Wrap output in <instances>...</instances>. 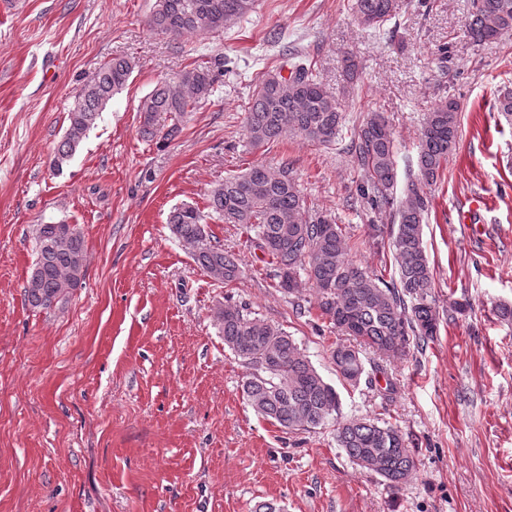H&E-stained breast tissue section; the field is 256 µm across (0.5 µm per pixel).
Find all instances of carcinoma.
Here are the masks:
<instances>
[{"label": "carcinoma", "instance_id": "cac0c4a2", "mask_svg": "<svg viewBox=\"0 0 512 512\" xmlns=\"http://www.w3.org/2000/svg\"><path fill=\"white\" fill-rule=\"evenodd\" d=\"M257 0H155L147 24L169 36L221 31L256 11ZM404 0H350L349 9L365 29L379 30L399 17ZM465 33L475 45L512 33V0H472ZM128 56L101 64L84 82L68 114V127L51 160L60 171L101 112L122 90L136 68ZM214 76L206 64L183 71L177 83L162 82L139 105L140 134L172 141L182 132L186 114L207 100ZM496 111L512 118V90L500 91ZM459 103L440 101L424 113L417 174L404 195H396L398 168L392 125L383 112H369L351 132L347 153L359 172L355 196L371 214L367 237L376 253L391 250L397 276L386 268H364L349 259L354 242L346 228L325 215H306L292 167L272 171L256 164L224 177L207 194V211L182 205L170 213L172 233L192 247L194 261L218 282L242 274L235 255L209 230L212 223L240 224L254 235L273 266L277 287L295 299L302 312L299 280L306 278L320 315L357 345H340L332 358L340 380L355 386L365 373L362 349L384 359L401 358L437 336L440 317L433 269L423 244V221L432 207L431 186L441 179L459 139ZM345 116L338 99L325 90L312 64L291 54L288 75L282 69L259 78L244 116L245 136L258 149L288 136L331 146L342 140ZM395 230L384 238L381 218ZM37 256L24 287L33 309H49L65 300L85 278V242L74 224H39ZM224 345L249 370L243 394L254 411L290 432L316 429L336 421L338 447L362 469L391 488L405 483L416 461L405 434L381 418L340 420L336 389L318 373L292 336L258 316L247 305L224 304L216 312Z\"/></svg>", "mask_w": 512, "mask_h": 512}]
</instances>
